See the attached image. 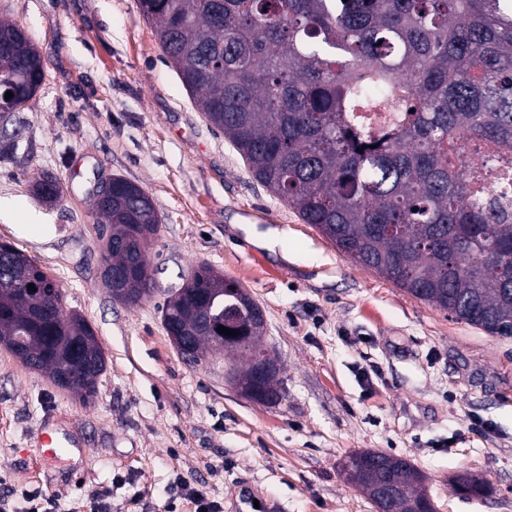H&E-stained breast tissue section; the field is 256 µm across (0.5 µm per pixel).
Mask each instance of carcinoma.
Masks as SVG:
<instances>
[{
    "instance_id": "obj_1",
    "label": "carcinoma",
    "mask_w": 512,
    "mask_h": 512,
    "mask_svg": "<svg viewBox=\"0 0 512 512\" xmlns=\"http://www.w3.org/2000/svg\"><path fill=\"white\" fill-rule=\"evenodd\" d=\"M168 61L205 118L247 162L255 179L333 241L354 264L372 269L421 301L492 336L512 337V220L471 194L449 166L457 140L512 141V0H139ZM0 111L18 112L44 80L42 56L17 25L0 21ZM12 92L9 100L6 92ZM387 110L376 125L370 112ZM363 152H357L358 148ZM34 196L55 202L58 182ZM114 247L112 266L133 260L132 231L159 232L152 198L112 178L96 204ZM35 290L15 295L20 283ZM129 303L150 295L138 278ZM247 310L242 284L208 265L187 291L170 296L163 320L212 352L248 355L238 370L258 402L279 400L280 365L265 357L263 330L241 337L199 327L217 315L226 291ZM57 281L6 242L0 248V338H13L23 363L70 392L96 394L105 356L91 325L48 297ZM378 473L391 491L383 512H421L431 501L425 476L406 458L374 450L347 457V480ZM456 493L479 496L487 481L467 470Z\"/></svg>"
}]
</instances>
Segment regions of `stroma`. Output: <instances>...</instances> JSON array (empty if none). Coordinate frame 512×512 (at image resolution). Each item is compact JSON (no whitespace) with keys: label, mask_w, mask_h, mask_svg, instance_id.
Listing matches in <instances>:
<instances>
[{"label":"stroma","mask_w":512,"mask_h":512,"mask_svg":"<svg viewBox=\"0 0 512 512\" xmlns=\"http://www.w3.org/2000/svg\"><path fill=\"white\" fill-rule=\"evenodd\" d=\"M29 35L45 79L16 116L0 158V242L60 285L94 330L106 369L92 401L61 390L0 347V499L22 491L86 512H195L174 483L223 512L242 495L262 512H377L345 478L359 450L408 458L436 512H512V338L455 321L335 243L251 175L195 106L138 0H0ZM114 176L154 199V288L134 305L100 279L102 225L90 198ZM49 177L63 195L37 200ZM206 264L262 308V342L281 364L280 399L262 404L224 377V356L197 364L163 327V305ZM70 451L40 457L45 434ZM482 474L487 494H456ZM450 482L454 491L465 497L482 495L487 488V481L481 475L467 470L456 475Z\"/></svg>","instance_id":"obj_1"}]
</instances>
